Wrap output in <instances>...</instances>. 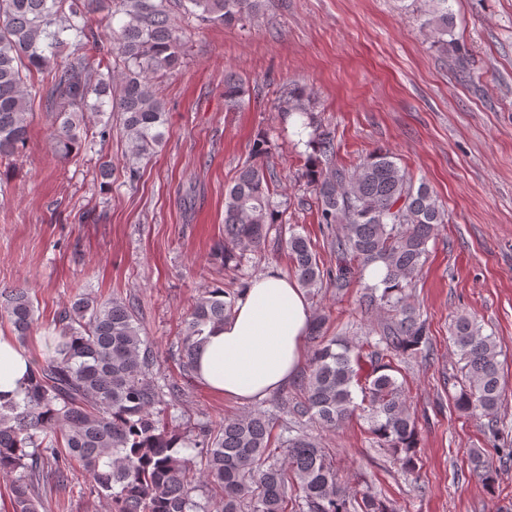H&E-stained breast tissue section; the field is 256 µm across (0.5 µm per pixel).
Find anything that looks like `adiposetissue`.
I'll return each mask as SVG.
<instances>
[{
    "instance_id": "adipose-tissue-1",
    "label": "adipose tissue",
    "mask_w": 512,
    "mask_h": 512,
    "mask_svg": "<svg viewBox=\"0 0 512 512\" xmlns=\"http://www.w3.org/2000/svg\"><path fill=\"white\" fill-rule=\"evenodd\" d=\"M312 319L303 288L268 269L251 280L223 325L208 329L195 376L241 404L271 396L299 374ZM31 372L29 354L12 337L0 336V398H17Z\"/></svg>"
}]
</instances>
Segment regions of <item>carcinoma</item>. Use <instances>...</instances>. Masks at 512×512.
I'll return each instance as SVG.
<instances>
[{
    "mask_svg": "<svg viewBox=\"0 0 512 512\" xmlns=\"http://www.w3.org/2000/svg\"><path fill=\"white\" fill-rule=\"evenodd\" d=\"M263 0H0V162L13 156L29 135L33 103L51 114L50 139L67 159L87 138L104 142L118 126L130 145L128 178L157 152L168 112L156 85L180 69L186 32L172 14L181 11L205 23L229 25L257 15ZM421 28L448 48L453 32L449 0H414ZM123 15L112 42H103L91 16L106 26ZM118 63H112V55ZM246 93L235 74L224 76V109H239ZM304 94L288 89L283 104L310 130L304 177L317 204V222L340 230L330 238L336 270L320 266L308 239L288 229L284 239L295 280L309 292L332 287L341 293L352 278L365 279L360 305L383 311L379 339L371 351L327 340L315 319V341L303 400L291 414L339 429L359 410L369 412L370 432L409 471L415 469L419 432L389 358L427 351L428 328L410 303L428 245L447 223L431 189L417 184L388 152H373L351 167L336 164L331 132L307 111ZM95 118V131L88 122ZM269 140L254 141L251 160L238 171L224 196V242L220 255L239 278H248L247 252L265 243L282 223L287 197L277 176L257 159ZM241 289L210 288L184 320L177 355L185 376L194 374L206 331L232 314ZM26 289L0 292V316L25 343L36 323ZM461 364L455 409L495 417L504 406V383L493 336L465 315L452 325ZM48 356L37 363L18 399L0 402V472L12 476V512H41L48 478L62 485L82 469L91 490L112 512H393L366 491L352 495L337 477L325 450L299 431L279 436L271 449L274 422L265 412L209 420L180 428L150 376L155 353L141 336L138 317L119 298H77L62 311L48 335ZM370 371L361 375L362 359ZM360 389L356 402L354 389ZM472 471L494 479L492 463L471 458Z\"/></svg>",
    "mask_w": 512,
    "mask_h": 512,
    "instance_id": "1",
    "label": "carcinoma"
}]
</instances>
